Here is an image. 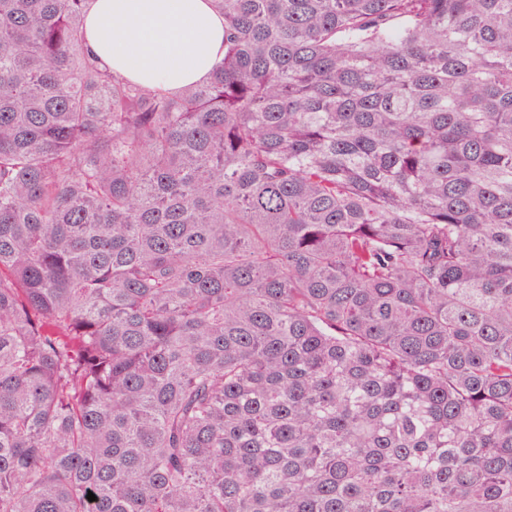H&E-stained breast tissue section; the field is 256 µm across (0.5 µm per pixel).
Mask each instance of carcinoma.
Returning a JSON list of instances; mask_svg holds the SVG:
<instances>
[{
    "label": "carcinoma",
    "instance_id": "1",
    "mask_svg": "<svg viewBox=\"0 0 512 512\" xmlns=\"http://www.w3.org/2000/svg\"><path fill=\"white\" fill-rule=\"evenodd\" d=\"M88 2L0 0V512H512V0H212L177 96Z\"/></svg>",
    "mask_w": 512,
    "mask_h": 512
}]
</instances>
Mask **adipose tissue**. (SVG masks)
<instances>
[{
    "mask_svg": "<svg viewBox=\"0 0 512 512\" xmlns=\"http://www.w3.org/2000/svg\"><path fill=\"white\" fill-rule=\"evenodd\" d=\"M85 28L113 72L173 94L205 82L224 55V18L210 0H90Z\"/></svg>",
    "mask_w": 512,
    "mask_h": 512,
    "instance_id": "1",
    "label": "adipose tissue"
}]
</instances>
